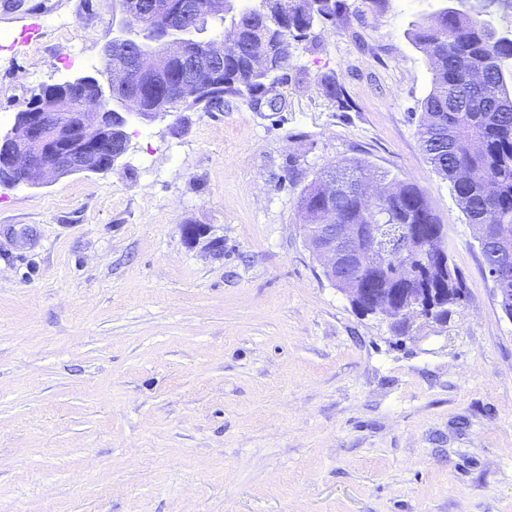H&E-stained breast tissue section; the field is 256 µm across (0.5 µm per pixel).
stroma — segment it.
I'll use <instances>...</instances> for the list:
<instances>
[{
  "label": "stroma",
  "mask_w": 512,
  "mask_h": 512,
  "mask_svg": "<svg viewBox=\"0 0 512 512\" xmlns=\"http://www.w3.org/2000/svg\"><path fill=\"white\" fill-rule=\"evenodd\" d=\"M344 2L270 99L134 123L103 174L0 185V512H512V319L418 135L409 31L457 0ZM119 18L0 0V129ZM349 158L446 224L468 288L447 328L394 335L307 248L298 200Z\"/></svg>",
  "instance_id": "stroma-1"
}]
</instances>
